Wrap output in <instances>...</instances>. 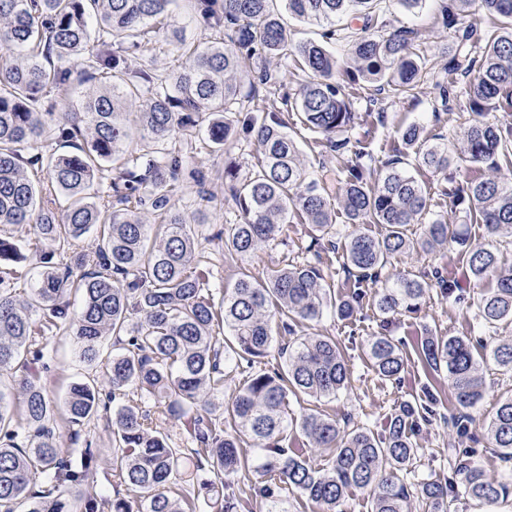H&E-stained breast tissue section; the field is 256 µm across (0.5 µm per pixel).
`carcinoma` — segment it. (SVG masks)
<instances>
[{"mask_svg": "<svg viewBox=\"0 0 512 512\" xmlns=\"http://www.w3.org/2000/svg\"><path fill=\"white\" fill-rule=\"evenodd\" d=\"M172 0H0V275H16L25 259L18 240L5 228L29 224L41 244L43 271L37 286L21 296L0 287V370L20 375L12 389L24 399L26 425L20 437L8 394L0 387V512H98L97 500L71 491L87 479V465L62 456L54 436L53 401L32 372L43 358L37 338L56 329H74L89 362L99 343L114 338L115 353L104 377L110 386L101 397L98 379L72 385L64 400L70 422L79 427L107 402L134 389L158 408V415L126 406L112 409V473L125 495L112 500V512H244L247 503L235 492L250 483L264 512H289L282 491H294L336 508L355 489L369 490L370 512H450L464 495L495 505L512 495V485L488 477L467 451L454 448L444 480L409 481L422 455L415 435L438 415L435 386L427 382L405 402L378 433L364 426L345 430L336 418L306 413L293 423L285 415L288 395L320 400L348 388L350 370L334 336H305L297 328L328 311L351 322L363 310L365 284L378 281L392 259L417 251L451 246L466 258L463 280L437 276L443 298H461L464 287H494L478 298V315L494 327L512 320V267L500 263L496 238L512 236V177L500 161L512 158V123H491L490 112L512 110V0H441L440 20L455 35L439 89V108L449 110L459 84H466L468 121L462 134L461 160L478 175L457 183L448 197L485 226L487 240L474 245L462 225L430 213V198L405 167L443 175L457 164L444 142L429 143L423 129L400 130L401 148L372 168L374 155L338 135L359 120L346 86L380 83L398 99L415 94L424 66L414 31L397 29L386 36L371 32L382 0H281L289 14L329 25L322 38L334 40L336 17L362 22L347 35L354 67L346 83L336 81V59L316 41L292 42L274 7L275 0H196L212 40L188 51L185 64L168 73L132 68L129 57L164 27ZM478 16L466 20L467 14ZM86 55V73L99 80L76 112L64 118L44 93L71 83L65 58ZM291 58L308 78L296 92L274 66ZM255 61L249 78L255 93L280 98L285 111L262 113L244 107L237 74ZM480 80L472 82V73ZM138 108L142 145L129 153L130 133L123 122ZM319 134L330 150L350 149L338 171L336 187L307 179L297 142L287 132V113ZM208 147L228 150L245 141L256 156L249 176L224 166V186L234 200L238 220L217 235L224 260H245L276 239L282 224H306L314 240L331 250L336 210L351 225L342 247V267L353 278L349 292L336 297L321 269L291 262L264 279L242 274L218 292L209 271L197 259L191 224L173 209L172 200L189 177L198 198L210 201L207 174L187 169L185 148L196 131ZM85 144L77 152L47 154L38 144L52 141ZM30 167H45L47 186L34 182ZM59 192L71 200L62 215L44 196ZM161 219L154 226L145 215ZM383 224L386 233L365 226ZM423 226L420 237L406 234ZM97 231L88 252L74 242ZM425 277L396 274L376 289L372 305L380 331L367 351L378 378L397 383L407 365L400 342L388 334L391 318L415 313L430 297ZM80 295L82 309L69 320L70 296ZM292 340L278 348L280 366L258 369L271 356L276 334ZM496 362L512 371V340L490 348ZM419 357L432 371L446 370L458 416L451 426L457 438L471 434L469 409L484 393L478 351L466 336H428ZM245 376L231 396L226 414L208 409L209 395L224 390L230 373ZM184 421L194 447L173 445L166 420ZM310 448L330 451L327 466L312 467L298 448L288 447V428ZM501 456L512 460V396L501 400L485 428ZM260 455L254 464L243 443ZM224 486L214 495L215 482Z\"/></svg>", "mask_w": 512, "mask_h": 512, "instance_id": "obj_1", "label": "carcinoma"}]
</instances>
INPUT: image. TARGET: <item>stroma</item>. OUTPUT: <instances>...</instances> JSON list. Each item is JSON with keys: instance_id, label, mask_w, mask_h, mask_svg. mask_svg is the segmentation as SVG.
Instances as JSON below:
<instances>
[{"instance_id": "1", "label": "stroma", "mask_w": 512, "mask_h": 512, "mask_svg": "<svg viewBox=\"0 0 512 512\" xmlns=\"http://www.w3.org/2000/svg\"><path fill=\"white\" fill-rule=\"evenodd\" d=\"M169 21L181 31L182 43H173L165 34H158L142 56L130 59L131 67L145 65L159 72L170 71L182 64V48L204 46L211 37L210 30L195 12L194 0H176ZM378 27L384 34L401 27L415 31L416 47L424 59L427 80L417 89L415 96L400 100L383 98L385 121L380 123L370 117L358 122L348 131V138L366 144L376 160L381 162L388 158L393 146L397 145L399 129L416 123L423 127L428 139L441 138L447 142L449 150L459 149L467 118L463 110L465 97H458L451 111L439 114L433 111L434 100L438 95L435 83L444 76L443 66L448 49L455 41L453 32L441 26L437 0H427L424 8L417 14L403 10L397 0H384ZM288 132L297 141L301 158L310 176L333 179L337 169L347 163V155L326 150L321 136L304 129L299 121H291ZM253 154V148L245 146L228 155L210 151L189 155V167H198L209 172V189L214 198L208 205H201L195 186L189 183L173 201L177 211L199 221L198 257L210 268L213 286L233 284L242 272L260 278L288 262L312 260L321 269L336 295L348 292L351 281L342 268L338 255L329 252L322 243L314 242L309 227L305 224L282 225L278 241L262 247L250 259L236 263L225 262L222 246L214 241L213 236L223 229L227 220L234 218L237 208L233 199L224 191V163L227 159H235L239 162L241 171L245 172L253 161ZM463 270L461 256L449 248L400 256L393 259L391 266L387 268L391 274L410 272L429 275L436 272L447 278L461 277ZM478 295V289L474 288L467 290L463 299L454 300L442 298L439 292L434 291L420 312L396 317L391 325V334L406 340L409 345L407 368L401 383L397 385L381 382L367 355V343L378 323L373 307H365L352 325L334 318L331 314H323L309 324L307 331L346 340L344 354L350 369V385L347 391L333 399L289 400V417L296 418L318 411L335 416L339 422L378 431L401 402L414 401L424 382H434L442 399L440 411L443 418L424 427L418 437V444L423 448L424 454L417 463L415 477L421 480L446 476L448 448L456 436L445 419L456 412L454 398L448 384L447 372L432 374L426 371L414 347L429 332L439 336L465 334L490 343L512 339V321H505L491 328L480 319L475 307ZM39 344L44 349L46 364L45 371L41 373V381L50 398L58 400L64 398L71 383L90 377H102L105 370L104 358L112 351L111 337H103L101 359L87 361L82 356L76 337L70 332L50 333L40 339ZM481 368L485 394L481 402L470 411L473 430L480 437L479 452L475 460L488 476L506 481L512 479V461H502L498 452L483 440L482 434L485 423L492 416L500 398L512 394V372L491 359L485 360ZM107 420L108 417L104 414L90 420L84 425L80 440L76 443L71 440L72 430L65 415H58L55 424L56 443L60 448L68 449L75 444L82 448L90 447L92 458L89 475L82 491L96 497L99 512H112L114 497V491L107 480L112 468V433L107 426Z\"/></svg>"}]
</instances>
